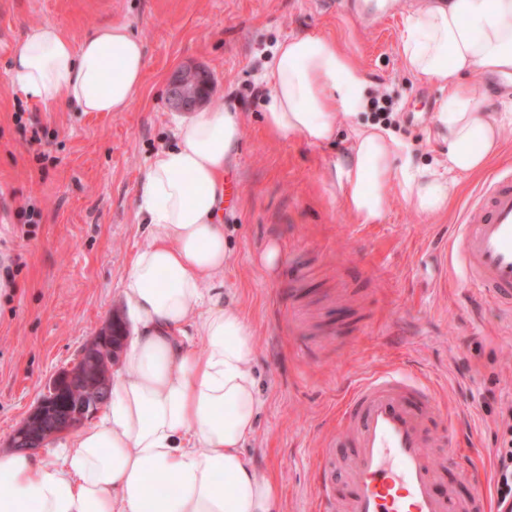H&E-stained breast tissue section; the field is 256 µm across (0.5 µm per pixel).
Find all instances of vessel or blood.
<instances>
[{
	"mask_svg": "<svg viewBox=\"0 0 512 512\" xmlns=\"http://www.w3.org/2000/svg\"><path fill=\"white\" fill-rule=\"evenodd\" d=\"M452 249L467 284L495 299L512 327V169L486 179L462 215ZM430 388L388 372L354 390L336 429L344 456L325 451L318 475L323 512H490L485 494L459 500L440 491L426 451Z\"/></svg>",
	"mask_w": 512,
	"mask_h": 512,
	"instance_id": "1",
	"label": "vessel or blood"
}]
</instances>
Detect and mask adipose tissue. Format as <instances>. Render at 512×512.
I'll list each match as a JSON object with an SVG mask.
<instances>
[{
	"mask_svg": "<svg viewBox=\"0 0 512 512\" xmlns=\"http://www.w3.org/2000/svg\"><path fill=\"white\" fill-rule=\"evenodd\" d=\"M408 70L446 89L435 134L441 170L413 166L385 127L357 122L367 73L320 33L278 43L265 65L264 125L312 146L350 121L346 154L330 172L360 224L380 223L393 196L441 216L459 179L482 173L505 127L487 118L463 74L512 76V0H423L406 22ZM145 70L141 40L123 23L73 41L55 23L31 27L16 49L11 84L36 102L80 112H124ZM235 106L176 125L145 168L138 209L150 241L132 257L122 293L135 325L96 423L73 429L62 451L0 454V512H281L276 486L243 454L262 407L254 330L208 280L230 257L224 168L242 134Z\"/></svg>",
	"mask_w": 512,
	"mask_h": 512,
	"instance_id": "ef3b65f1",
	"label": "adipose tissue"
}]
</instances>
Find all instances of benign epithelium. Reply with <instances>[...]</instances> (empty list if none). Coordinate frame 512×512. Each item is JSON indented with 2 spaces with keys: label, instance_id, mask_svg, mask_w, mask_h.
<instances>
[{
  "label": "benign epithelium",
  "instance_id": "benign-epithelium-1",
  "mask_svg": "<svg viewBox=\"0 0 512 512\" xmlns=\"http://www.w3.org/2000/svg\"><path fill=\"white\" fill-rule=\"evenodd\" d=\"M211 89L212 81L207 71L200 68H183L168 85V104L178 112H196L207 103ZM111 331L112 325L109 324L85 345L76 365L63 369L56 376L48 392L14 431L10 439L12 447L21 450L45 447L53 438L81 425L99 411L102 394L110 390L111 380L100 373L98 361H114L121 347V341L112 336ZM77 374L83 375L87 380L81 402L67 418L58 422L52 431L44 434V438L35 437L31 430L32 423L46 417L60 390Z\"/></svg>",
  "mask_w": 512,
  "mask_h": 512
}]
</instances>
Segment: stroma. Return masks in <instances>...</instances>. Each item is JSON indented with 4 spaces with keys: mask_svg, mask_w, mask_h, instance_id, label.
<instances>
[{
    "mask_svg": "<svg viewBox=\"0 0 512 512\" xmlns=\"http://www.w3.org/2000/svg\"><path fill=\"white\" fill-rule=\"evenodd\" d=\"M400 0L373 22L324 0H0V264L20 256L0 285V453L60 370L114 319L130 324L123 278L146 242L137 216L143 170L188 115L167 88L183 67L209 71V106L232 101L242 136L225 169L238 198L222 216L230 264L224 301L255 329L263 407L244 448L280 489L282 512H318L317 466L352 387L380 371L429 384L457 430L462 469L442 486L495 497L493 433L512 399V330L475 295L449 258L455 225L482 177H463L446 215L427 217L393 198L381 223L359 224L325 178L345 133L312 147L276 138L261 114L264 66L288 36L321 32L367 72L359 121L391 114L390 131L415 163L436 168L445 146L431 132L443 90L409 71ZM52 21L81 39L127 24L146 56L129 111L76 112L27 99L8 79L25 32ZM39 142H32V134ZM41 214L29 220V203ZM277 247L268 270L262 255Z\"/></svg>",
    "mask_w": 512,
    "mask_h": 512,
    "instance_id": "obj_1",
    "label": "stroma"
}]
</instances>
